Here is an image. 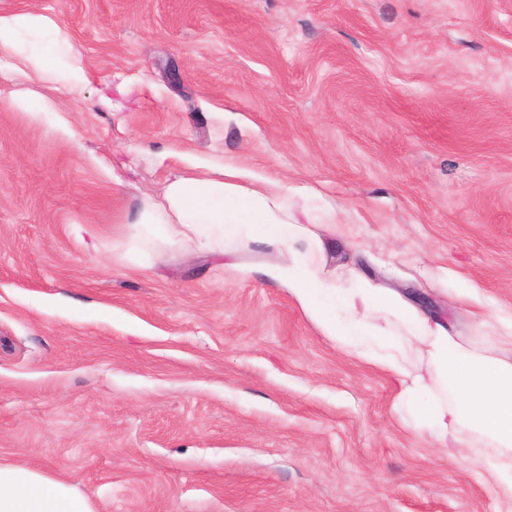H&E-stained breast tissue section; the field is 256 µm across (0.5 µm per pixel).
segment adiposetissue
<instances>
[{"instance_id":"adipose-tissue-1","label":"adipose tissue","mask_w":512,"mask_h":512,"mask_svg":"<svg viewBox=\"0 0 512 512\" xmlns=\"http://www.w3.org/2000/svg\"><path fill=\"white\" fill-rule=\"evenodd\" d=\"M60 25L34 12L0 14V77L34 71L56 91L81 98L90 83L81 52L64 41ZM244 173L227 165L216 175L179 177L161 195H144L136 233L113 243L131 254L160 241L189 254L225 257L226 271L242 267L234 255L270 248L275 262L262 279L286 289L323 336L367 363L394 375L397 412L454 449L466 438L495 450L479 473L501 512H512V314L479 319L489 341L463 344L437 319L399 294L327 268V247L315 224L299 215L309 208L273 179L247 187ZM0 512H94L91 502L64 482L24 466H0Z\"/></svg>"}]
</instances>
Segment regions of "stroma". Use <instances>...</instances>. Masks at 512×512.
Returning a JSON list of instances; mask_svg holds the SVG:
<instances>
[{"mask_svg": "<svg viewBox=\"0 0 512 512\" xmlns=\"http://www.w3.org/2000/svg\"><path fill=\"white\" fill-rule=\"evenodd\" d=\"M81 46L57 112L0 108V465L95 512H498L480 449L220 257L112 251L232 165L336 210L343 266L467 343L512 311V0H0Z\"/></svg>", "mask_w": 512, "mask_h": 512, "instance_id": "stroma-1", "label": "stroma"}]
</instances>
